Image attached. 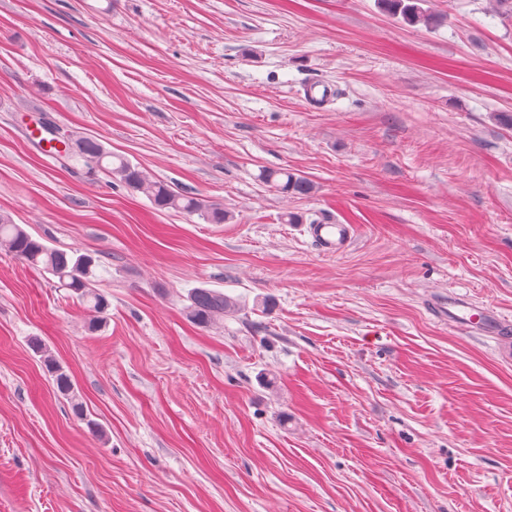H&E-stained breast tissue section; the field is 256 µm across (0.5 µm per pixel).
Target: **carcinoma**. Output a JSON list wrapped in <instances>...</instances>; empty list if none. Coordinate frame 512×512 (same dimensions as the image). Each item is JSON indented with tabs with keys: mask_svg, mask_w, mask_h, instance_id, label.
I'll return each mask as SVG.
<instances>
[{
	"mask_svg": "<svg viewBox=\"0 0 512 512\" xmlns=\"http://www.w3.org/2000/svg\"><path fill=\"white\" fill-rule=\"evenodd\" d=\"M385 7L411 25H432L434 16L422 8L424 0H381ZM65 148L56 153L68 159L82 161L90 170L98 169L111 179V183L132 193L146 196L158 210H174L189 217H198L206 224H224L233 219V214L224 206L213 203L198 194H184L173 189L167 182L152 177L144 168L130 160L116 156L105 149L102 143L83 137L73 139L68 135ZM261 180L276 190L294 196L306 197L314 190L307 177L286 168L264 169ZM0 249L13 254L34 270L47 272L58 279L61 287L76 294V297L94 313L89 329L102 326L104 314L109 308L106 297L96 288L97 267L94 259L85 254L51 247L33 237L21 225L13 222L7 213H0ZM183 307L186 319L195 326L208 330L222 322L224 317L241 310L238 299L224 292L199 286L190 289ZM33 349L41 354V362L63 396H70L73 383L70 374L55 359L49 350L36 339Z\"/></svg>",
	"mask_w": 512,
	"mask_h": 512,
	"instance_id": "cac0c4a2",
	"label": "carcinoma"
}]
</instances>
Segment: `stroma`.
Segmentation results:
<instances>
[{"label":"stroma","instance_id":"35a3bbf8","mask_svg":"<svg viewBox=\"0 0 512 512\" xmlns=\"http://www.w3.org/2000/svg\"><path fill=\"white\" fill-rule=\"evenodd\" d=\"M424 7L0 0V212L92 255L110 303L88 331L0 252V512H512V359L437 311L512 320V0ZM313 81L340 97L306 106ZM45 116L233 220L47 158ZM280 167L314 193L259 180ZM313 222L353 245L322 253ZM201 285L240 312L191 324ZM385 7L395 15H400L403 20L411 25L422 24L431 26L434 16L423 9L424 0H380ZM315 246L327 253H342L352 243L354 231L351 224H308ZM32 347L36 353H41V362L48 375L52 378L58 393L69 397L73 392V383L70 374L55 359L49 350L42 345L40 340L35 339L32 342Z\"/></svg>","mask_w":512,"mask_h":512}]
</instances>
